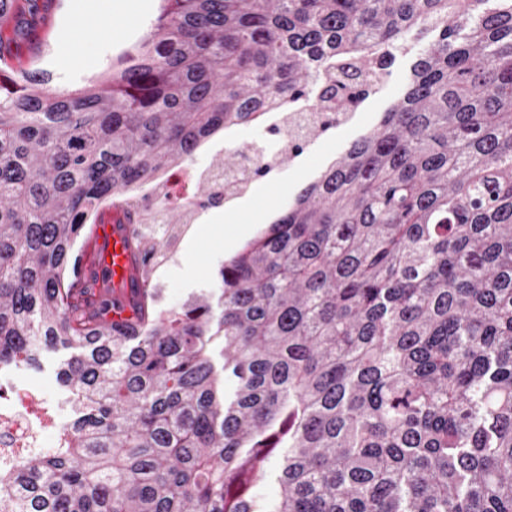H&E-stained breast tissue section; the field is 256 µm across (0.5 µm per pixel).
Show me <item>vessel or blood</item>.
Instances as JSON below:
<instances>
[{"mask_svg": "<svg viewBox=\"0 0 512 512\" xmlns=\"http://www.w3.org/2000/svg\"><path fill=\"white\" fill-rule=\"evenodd\" d=\"M131 224H120L115 212L102 216L91 228L85 251L75 262L73 281L83 284L89 269L104 270L114 286L127 289L140 283V268L135 261Z\"/></svg>", "mask_w": 512, "mask_h": 512, "instance_id": "b4317fda", "label": "vessel or blood"}]
</instances>
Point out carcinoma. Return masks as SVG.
Listing matches in <instances>:
<instances>
[{
	"instance_id": "1",
	"label": "carcinoma",
	"mask_w": 512,
	"mask_h": 512,
	"mask_svg": "<svg viewBox=\"0 0 512 512\" xmlns=\"http://www.w3.org/2000/svg\"><path fill=\"white\" fill-rule=\"evenodd\" d=\"M32 2L0 0V31ZM165 2L80 88L0 57V370L66 352L70 408L65 447L0 459V512H512V0ZM402 69L218 298L155 309L182 215L133 191ZM107 202L138 213L141 288L94 273L82 300L75 245ZM274 120L275 117L273 116L265 125L260 127L246 126L218 132L198 149L194 159L189 161L184 168L210 166L212 159L215 156L224 155V150L229 147L237 146L241 148L242 145L251 143L265 146L274 142L280 135H273L267 129V125Z\"/></svg>"
}]
</instances>
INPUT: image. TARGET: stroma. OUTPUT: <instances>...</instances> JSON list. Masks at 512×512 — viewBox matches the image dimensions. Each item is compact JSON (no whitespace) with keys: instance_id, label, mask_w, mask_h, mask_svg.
Instances as JSON below:
<instances>
[{"instance_id":"1","label":"stroma","mask_w":512,"mask_h":512,"mask_svg":"<svg viewBox=\"0 0 512 512\" xmlns=\"http://www.w3.org/2000/svg\"><path fill=\"white\" fill-rule=\"evenodd\" d=\"M82 0H35L33 7L48 28L23 22L22 33L5 27L0 54L24 67L53 75V88L78 87L111 68L113 62L137 45L150 31L160 13L161 0H151L149 11H141L138 0H129L126 12L115 14L111 27L86 21ZM400 82L392 76L382 93L372 97L353 123L339 126L315 140L305 153L276 167L267 177L252 181L241 195L225 206L205 210L199 223L186 225L169 261L153 277L158 290L156 307L179 308L192 294L213 287L217 273L231 253L226 247L240 225L258 223L272 204L286 203L298 186L315 177L336 157L340 147L372 128L388 96ZM275 137L267 127L246 126L220 131L196 152L192 167L209 166L226 148L256 143L267 145Z\"/></svg>"}]
</instances>
